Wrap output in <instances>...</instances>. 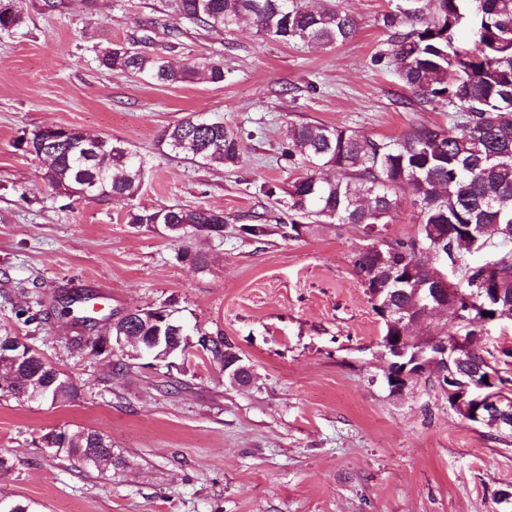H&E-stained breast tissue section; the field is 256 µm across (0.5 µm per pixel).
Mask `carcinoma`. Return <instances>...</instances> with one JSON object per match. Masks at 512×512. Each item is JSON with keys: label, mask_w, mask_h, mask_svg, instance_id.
I'll list each match as a JSON object with an SVG mask.
<instances>
[{"label": "carcinoma", "mask_w": 512, "mask_h": 512, "mask_svg": "<svg viewBox=\"0 0 512 512\" xmlns=\"http://www.w3.org/2000/svg\"><path fill=\"white\" fill-rule=\"evenodd\" d=\"M14 9L0 13V31H16L26 24L23 0H13ZM181 17L195 25L221 31L238 25L244 17L253 20L257 32L289 44L317 48L341 45L357 32L354 16L330 0L308 10L297 0H176ZM427 13L384 17L396 44L394 71L419 103L451 110L453 126L415 124L396 141H376L355 131L315 123L290 124L283 156L292 160L300 152L309 166L304 176L285 187L262 185L288 211V223L279 224L281 236L294 239L307 223L354 224L385 253H395L405 265L421 268L430 278L437 270L422 263L434 256L455 267L463 250L482 228L496 234L503 249L484 264H464L463 281L451 287L460 307L448 306L451 316L468 318L470 333L486 324L512 315L496 302L504 292L512 301V0H426ZM472 31L470 48L457 45L460 32ZM98 67L117 75H134L159 84H180L199 74L210 82H224V62L210 59L176 68L165 53H148L125 44H111L96 56ZM244 131L222 120L188 115L162 131L161 142L172 151L201 165L236 166L241 159ZM18 147L42 163V179L55 189L62 185L88 189L87 198L115 196L133 198L150 168V159L126 142L103 138L101 150H87L85 133L68 128L53 141L43 130L20 139ZM334 170L324 178L320 170ZM409 188L416 212L417 233L408 239H388L381 230L393 223L402 204L400 192ZM257 223L242 224L240 231L256 240L268 233L264 216ZM127 223L161 230L174 238L205 234L224 236V213L207 208L143 207L128 212ZM377 252L355 253L358 276L371 273ZM375 313L390 303L399 309L417 308L414 286L389 288L376 295L366 286ZM89 294L60 299L63 314L78 313V319L95 321ZM184 336L183 350L200 347L221 364L233 356L232 345L218 336ZM44 375L66 374L36 349L22 364L0 359V378L11 380L10 396L30 398L42 383L34 369ZM467 369L491 373L497 380L494 392L512 403V349L502 350L494 362L478 349ZM52 404L75 401L73 382L54 384ZM39 445L55 456L75 460L83 470L97 471L119 465L112 454V441L90 428L52 430L39 438ZM0 512H38L34 502L0 497Z\"/></svg>", "instance_id": "carcinoma-1"}]
</instances>
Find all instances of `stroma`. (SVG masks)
<instances>
[{"label": "stroma", "mask_w": 512, "mask_h": 512, "mask_svg": "<svg viewBox=\"0 0 512 512\" xmlns=\"http://www.w3.org/2000/svg\"><path fill=\"white\" fill-rule=\"evenodd\" d=\"M24 0L25 26L0 31V333L22 337L80 389L72 403L0 398V495L39 512H512V447L466 425L433 379L390 395L381 321L353 267L356 227L310 225L254 241L238 228L280 209L260 184L306 174L281 151L289 123L341 126L377 141L412 123H449L420 107L391 65L383 19L403 0H339L355 37L327 49L285 44L249 22L191 24L176 0ZM181 31L180 65L223 60L224 81L161 85L98 68L97 51ZM241 128L235 167L201 166L160 135L188 114ZM71 126L118 138L153 163L138 194H56L19 149L32 130ZM223 211L220 237L175 239L132 227L134 207ZM205 253L206 267L191 255ZM68 289L103 316L174 310L191 337L226 338L252 380L229 382L197 355L132 361L120 375L55 307ZM103 431L123 466L88 473L35 445L52 429Z\"/></svg>", "instance_id": "stroma-1"}]
</instances>
